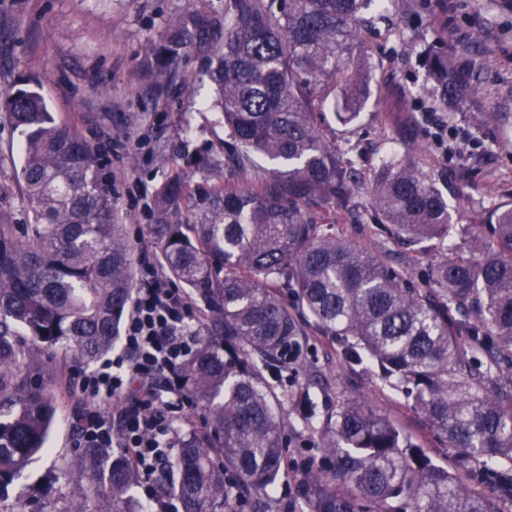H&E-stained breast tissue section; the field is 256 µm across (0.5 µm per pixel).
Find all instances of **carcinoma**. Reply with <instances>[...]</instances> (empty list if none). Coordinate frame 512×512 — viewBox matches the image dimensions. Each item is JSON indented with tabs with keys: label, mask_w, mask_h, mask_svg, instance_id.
Returning a JSON list of instances; mask_svg holds the SVG:
<instances>
[{
	"label": "carcinoma",
	"mask_w": 512,
	"mask_h": 512,
	"mask_svg": "<svg viewBox=\"0 0 512 512\" xmlns=\"http://www.w3.org/2000/svg\"><path fill=\"white\" fill-rule=\"evenodd\" d=\"M379 0H229L224 19L208 4L172 22L144 49L160 81L213 28L224 42L208 72L232 142L224 160L207 153L156 190L152 229L169 274L216 315L180 367L185 395L205 410L188 428L159 480L181 512H267L281 473L287 426L264 371L301 355L304 327L336 343L341 358L375 365L412 400L427 425L462 457L464 471L434 462L400 424L366 401L301 420L318 434L326 463L296 481L304 512H512V207L463 228L448 246L452 215L431 175L407 156L382 160L372 184L377 224L439 260L415 278L385 247L363 249L321 232L342 209L364 214L360 170L316 122L315 109L341 94L352 121L363 77L364 10ZM426 53L434 104L463 102L466 85L444 50ZM6 119L20 136L18 182L31 233L15 239L0 212V486L19 478L46 448L53 397L19 394L15 372L59 345L91 363L115 342L132 290V253L98 158L59 122L27 82L11 93ZM275 168L252 176L255 158ZM236 473V487L226 471ZM78 487L66 512H141L127 458L85 448L70 473Z\"/></svg>",
	"instance_id": "1"
}]
</instances>
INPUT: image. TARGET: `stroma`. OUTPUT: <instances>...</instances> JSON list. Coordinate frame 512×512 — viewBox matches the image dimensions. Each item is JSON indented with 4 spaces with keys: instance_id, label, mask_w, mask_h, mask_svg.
<instances>
[{
    "instance_id": "stroma-1",
    "label": "stroma",
    "mask_w": 512,
    "mask_h": 512,
    "mask_svg": "<svg viewBox=\"0 0 512 512\" xmlns=\"http://www.w3.org/2000/svg\"><path fill=\"white\" fill-rule=\"evenodd\" d=\"M193 0H0V102L18 81L34 77L50 110L94 150L108 177L116 217L124 224L133 256L160 253L150 230L148 204L170 173V162L208 149L221 154L230 136L217 112L208 78L212 53L201 46L182 54L169 77L157 82L142 69L145 45L159 39L171 19L191 10ZM361 61L366 86L358 118L343 126L332 106L317 120L339 144L363 151V170L373 174L381 156L410 153L439 177L454 224L450 239L461 242L463 225L512 203V0H396L383 15L366 9ZM468 76L463 104L436 112L448 140L436 142L416 112L427 85L422 55L437 35ZM22 164L19 136L0 115V211L14 223L28 221L14 171ZM304 363L272 370L266 377L280 401L308 392L318 411L354 399L368 401L398 422L435 462L457 466L453 449L434 436L410 401L392 390L376 367L343 363L329 339L301 340ZM84 365L62 348L41 351L38 369L21 368L18 379L43 385L55 402L46 452L23 477L0 493V512H33L18 496L37 491L52 512H65L77 489L67 474L80 454L81 407L71 387ZM287 430L281 478L271 492L274 512L295 500L298 456L320 463L318 437L299 417Z\"/></svg>"
}]
</instances>
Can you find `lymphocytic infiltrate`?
<instances>
[{
    "label": "lymphocytic infiltrate",
    "instance_id": "obj_1",
    "mask_svg": "<svg viewBox=\"0 0 512 512\" xmlns=\"http://www.w3.org/2000/svg\"><path fill=\"white\" fill-rule=\"evenodd\" d=\"M142 284L127 316L120 352L79 375L81 393L90 395L82 414L80 442L87 448H121L137 472L153 476L169 456V397H181L180 366L197 349L194 312L186 297L163 279L155 257L143 252ZM123 397L121 408L105 415L98 400Z\"/></svg>",
    "mask_w": 512,
    "mask_h": 512
}]
</instances>
